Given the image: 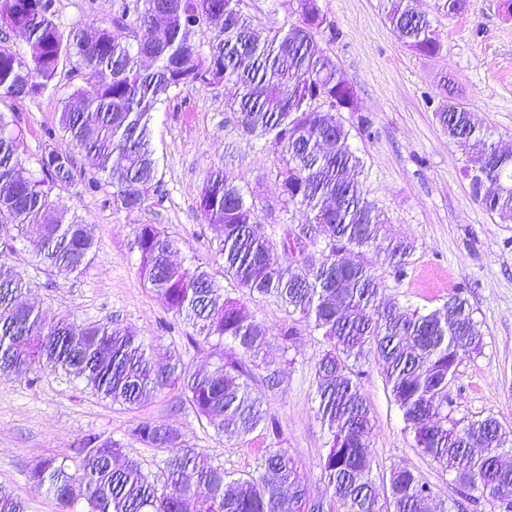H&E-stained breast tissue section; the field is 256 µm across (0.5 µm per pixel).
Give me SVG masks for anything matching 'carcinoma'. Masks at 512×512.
<instances>
[{"instance_id":"obj_1","label":"carcinoma","mask_w":512,"mask_h":512,"mask_svg":"<svg viewBox=\"0 0 512 512\" xmlns=\"http://www.w3.org/2000/svg\"><path fill=\"white\" fill-rule=\"evenodd\" d=\"M242 0H123L120 16L88 29H62L55 0H0V24L26 38L29 59L0 45V98L33 97L57 90L61 62L77 58L87 85L64 104L59 125L73 147L92 159L113 188V203L140 209L156 190L157 163L151 121L157 105L175 90L226 81L237 87L226 104L238 131L265 139L281 155L276 179L283 207L308 215L281 241L258 228L252 205L221 169L206 176L199 209L218 232L224 272L248 294L273 295L319 333L329 349L314 367L316 417L327 427L329 449L322 463L324 496L313 498L298 476V460L286 448H268L255 470L233 478L204 453L186 448L164 424L142 422L131 438L172 448L164 473L155 477L122 448L87 435L72 462L44 459L28 473L37 490L68 506L83 501L85 512H428L429 483L408 468L390 471L377 487L370 452L373 425L357 364L376 351L385 363L386 386L413 434L415 448L476 490L497 512H512V464L501 450L512 441L493 417H452L448 382L461 359L482 348V331L465 292L453 291L442 308L422 312L379 297L370 268L353 255L375 248L398 280L407 274L413 245L384 234L388 219L364 195L361 158L351 149L342 113L357 110V95L340 65L319 40L326 18L318 0H294L296 21L261 40ZM386 18L406 46L423 56L442 44L428 36L427 15L413 0H386ZM213 35L210 51L194 44L198 32ZM154 67L141 66L143 59ZM437 118L448 138L463 141L470 155L462 168L473 196L491 214L512 219V153L475 126L470 110L448 102ZM15 116L0 112V375H25L37 368L61 370L98 397L135 409L174 387L227 441L274 419L248 383L250 363L260 360L272 336L239 300L224 296L200 268L170 260L175 243L154 224L138 233L139 272L168 312L204 340L230 342L237 356L222 357L207 373H192L176 351L154 361V348L129 328L97 322L75 332L65 319L52 321L20 299L31 288L8 261L10 241L24 238L38 263L68 277L92 261L90 225L57 210L51 182L66 186L74 157L45 148L40 179L17 153ZM324 243L314 267L283 265L277 252L305 238ZM25 502L0 484V512H25Z\"/></svg>"}]
</instances>
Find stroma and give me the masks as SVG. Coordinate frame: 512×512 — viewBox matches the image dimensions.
I'll list each match as a JSON object with an SVG mask.
<instances>
[{
	"mask_svg": "<svg viewBox=\"0 0 512 512\" xmlns=\"http://www.w3.org/2000/svg\"><path fill=\"white\" fill-rule=\"evenodd\" d=\"M385 3L319 0L328 22L322 45L358 97L357 111L343 118L364 164L363 191L385 213L389 235L415 246L407 275L399 281L375 250L365 251L364 260L384 299L423 311L441 308L453 289H466L483 348L458 367L451 384L454 415L491 416L512 433V219L488 213L475 200L461 174L465 150L448 139L436 118L437 110L456 98L503 150L512 152V0H466L453 15L439 9V0H415L441 35L442 49L435 56L407 49L385 18ZM119 6L120 0H56L58 21L65 28L111 20ZM242 8L263 35L294 20L291 0H243ZM76 66L73 60L63 62L57 92L0 100V112L20 119L18 153L30 168H37L45 147L73 152V181L54 187L51 198L59 210L90 224L96 242L91 265L64 279L38 268L29 244L14 239L8 259L32 281L26 303L48 319H65L77 327L119 322L145 343L175 349L191 371L212 369L216 347L195 336L192 327L175 323L139 275L137 230L154 224L174 240V262L201 267L215 287L239 299L271 334H279L290 316L274 297L244 294L225 276L217 234L198 207L208 171L220 167L242 188L246 202L254 204L258 221L273 238L306 221L303 209L281 208L279 154L264 139L241 135L225 109L234 86L198 85L173 92L158 106L152 146L159 160V191L142 210L130 212L113 204L110 185L93 182L90 161L74 153L59 129V114L80 81ZM327 348L322 336L303 325L288 345L271 342L266 359L278 367L279 383L263 389V372L257 369L250 384L262 390L277 428H260L231 442L216 435L174 389L128 410L94 396L80 380L47 369L0 377V484L24 500L26 512H62L52 495L31 486L28 471L44 458L74 456L89 433L120 442L124 454L159 473L167 450L129 437L137 424L151 421L176 430L187 446L208 454L234 476L252 471L265 449H288L300 463L309 494L322 496L328 434L315 415L312 378ZM364 370L361 383L374 425V480L407 467L430 483V512H442L456 500L460 512H493L477 492H461L452 476L415 450L385 384L381 359L370 355Z\"/></svg>",
	"mask_w": 512,
	"mask_h": 512,
	"instance_id": "1",
	"label": "stroma"
}]
</instances>
